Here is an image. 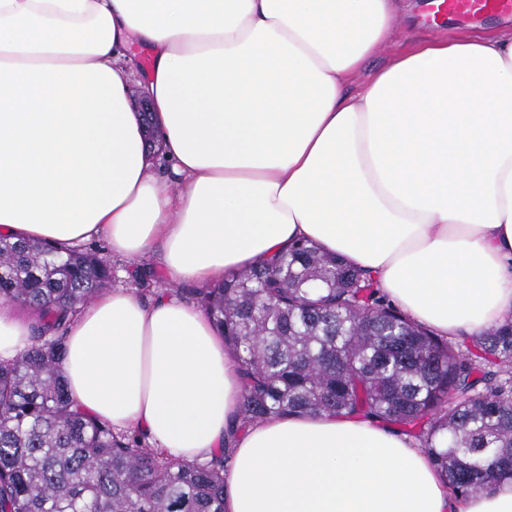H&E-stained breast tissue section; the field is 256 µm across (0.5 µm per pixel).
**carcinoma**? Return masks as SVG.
I'll return each instance as SVG.
<instances>
[{"instance_id":"carcinoma-1","label":"carcinoma","mask_w":512,"mask_h":512,"mask_svg":"<svg viewBox=\"0 0 512 512\" xmlns=\"http://www.w3.org/2000/svg\"><path fill=\"white\" fill-rule=\"evenodd\" d=\"M112 283L100 249L0 239V300L38 312L0 360V512H224V448L176 458L71 399L70 315ZM244 385L241 425L366 416L412 437L456 498L512 480V321L468 345L400 311L346 259L298 241L194 294Z\"/></svg>"}]
</instances>
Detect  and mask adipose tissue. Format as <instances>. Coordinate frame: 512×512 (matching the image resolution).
<instances>
[{"label": "adipose tissue", "instance_id": "obj_1", "mask_svg": "<svg viewBox=\"0 0 512 512\" xmlns=\"http://www.w3.org/2000/svg\"><path fill=\"white\" fill-rule=\"evenodd\" d=\"M397 0H0V235L94 239L201 284L309 240L444 337L512 320V32L412 43L350 95ZM139 45L154 168L129 93ZM30 322L0 303V360ZM78 407L177 458L227 446L224 512H512L464 500L408 435L293 414L239 429L243 386L196 305L126 288L80 307Z\"/></svg>", "mask_w": 512, "mask_h": 512}]
</instances>
